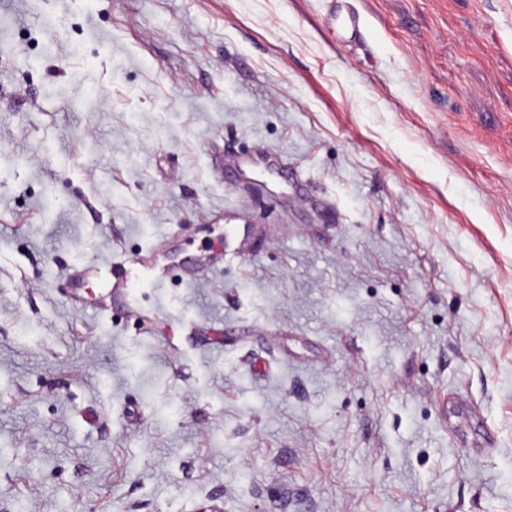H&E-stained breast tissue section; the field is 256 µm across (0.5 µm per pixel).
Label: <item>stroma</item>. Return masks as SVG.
I'll return each mask as SVG.
<instances>
[{"label":"stroma","instance_id":"stroma-1","mask_svg":"<svg viewBox=\"0 0 512 512\" xmlns=\"http://www.w3.org/2000/svg\"><path fill=\"white\" fill-rule=\"evenodd\" d=\"M211 497L512 512V0H0V512ZM120 270V275L125 282L128 281H139L141 279L150 278L151 270L146 267L137 266L134 263L119 265V266H104L97 267L95 270V277L101 280L103 283H108L110 277L115 276L116 271Z\"/></svg>","mask_w":512,"mask_h":512}]
</instances>
